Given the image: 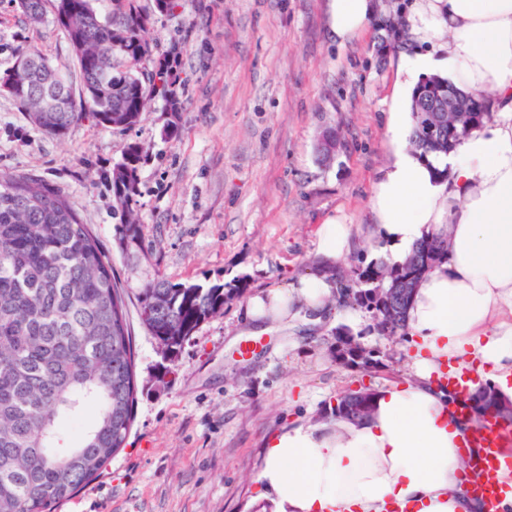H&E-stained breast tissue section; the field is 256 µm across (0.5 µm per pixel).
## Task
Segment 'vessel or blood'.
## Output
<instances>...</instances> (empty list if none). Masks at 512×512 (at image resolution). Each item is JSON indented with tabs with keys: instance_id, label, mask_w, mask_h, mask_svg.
<instances>
[{
	"instance_id": "vessel-or-blood-1",
	"label": "vessel or blood",
	"mask_w": 512,
	"mask_h": 512,
	"mask_svg": "<svg viewBox=\"0 0 512 512\" xmlns=\"http://www.w3.org/2000/svg\"><path fill=\"white\" fill-rule=\"evenodd\" d=\"M441 379L457 396L455 413L460 418H468L473 376L466 371L448 369L443 371ZM509 443H512V424L493 418L470 429L462 438V448L469 451V467L462 489L480 499L485 512H512V504L508 503L504 490L491 478L504 463L503 448Z\"/></svg>"
}]
</instances>
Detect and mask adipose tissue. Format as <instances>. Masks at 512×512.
<instances>
[{"instance_id": "1", "label": "adipose tissue", "mask_w": 512, "mask_h": 512, "mask_svg": "<svg viewBox=\"0 0 512 512\" xmlns=\"http://www.w3.org/2000/svg\"><path fill=\"white\" fill-rule=\"evenodd\" d=\"M377 8L376 0H330L332 37L355 38ZM407 21L409 70L487 94L496 113L428 163L405 145L412 90L400 87L389 130L401 147L377 179L371 210L388 262L442 229L448 259L420 281L406 313L410 379L381 388L367 419L300 424L267 441L257 479L271 512H483L461 488L464 427L436 377L446 365H470L512 401V0H416ZM420 43L436 53H418ZM438 167L447 182L435 177ZM350 237L343 218L321 224L323 261L339 264ZM335 290L327 274L304 275L249 298L246 315L261 326L306 311L317 323Z\"/></svg>"}]
</instances>
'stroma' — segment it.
I'll return each mask as SVG.
<instances>
[{
    "instance_id": "35a3bbf8",
    "label": "stroma",
    "mask_w": 512,
    "mask_h": 512,
    "mask_svg": "<svg viewBox=\"0 0 512 512\" xmlns=\"http://www.w3.org/2000/svg\"><path fill=\"white\" fill-rule=\"evenodd\" d=\"M138 3L152 15L147 36L157 51L175 39L183 45L188 83L177 137L161 135L159 99L134 129L84 119L57 138L0 94V171L45 180L90 225L127 291L136 350L126 447L53 512H263L265 440L290 425L328 421L342 392L407 379L408 342L370 332L367 313L351 308L260 332L240 299L170 355L142 325L138 292L157 277L207 285L244 276L248 296L288 287L303 262L318 260V227L339 212L352 228L353 253L383 259L370 195L396 149L387 112L406 74L376 21L338 44L329 0H188L167 16L154 13L153 0ZM32 48L79 83L52 11L34 23L16 0H0V76ZM327 130L344 141L330 160L318 151ZM134 141L148 147L132 203L145 235L129 246L111 177ZM340 325L380 350L383 368L337 365L332 336Z\"/></svg>"
}]
</instances>
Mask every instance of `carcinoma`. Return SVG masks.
<instances>
[{
    "label": "carcinoma",
    "mask_w": 512,
    "mask_h": 512,
    "mask_svg": "<svg viewBox=\"0 0 512 512\" xmlns=\"http://www.w3.org/2000/svg\"><path fill=\"white\" fill-rule=\"evenodd\" d=\"M53 9L68 4L81 16V33L66 30L69 41L83 37L88 63H77L81 86L104 85L103 94L82 96L75 106L66 66L41 51L23 53L32 62L31 122L46 133L64 137L84 118L122 130L137 126L149 103L160 98L181 111L186 79L177 98L158 74L145 73L134 43L118 40L131 30L146 39L149 15L138 0H51ZM462 105L481 103L469 113V125L456 129L454 118L432 112L452 99ZM50 110H43L45 100ZM490 100L461 90L448 79L430 77L414 89L410 111L412 150L423 158L446 155L462 138L490 119ZM147 148L130 143L112 169V192L124 197L122 238L128 245L142 239L144 225L129 207L139 194V163ZM448 231L418 241L399 264L351 259L329 269L340 288H355L357 307L375 318L379 307L367 290L382 289L392 300L388 316L394 335L407 336L404 314L414 289L447 259ZM242 279L205 287L171 283L163 278L144 284L138 294L143 325L166 349L182 346L203 321L242 298ZM125 292L115 278L88 225L67 198L40 179L0 172V512H51L97 477L126 440L134 421L136 372L132 336L124 312ZM376 393L350 399L353 418L369 415ZM94 418L71 444L64 422L84 410Z\"/></svg>",
    "instance_id": "obj_1"
}]
</instances>
